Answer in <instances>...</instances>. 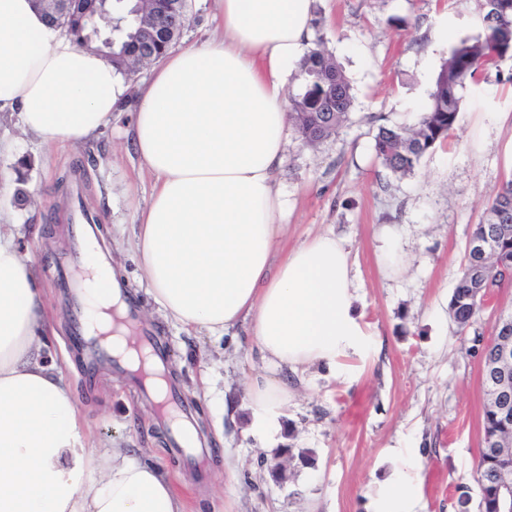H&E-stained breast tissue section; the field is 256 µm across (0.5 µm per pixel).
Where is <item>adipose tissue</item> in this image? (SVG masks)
Returning a JSON list of instances; mask_svg holds the SVG:
<instances>
[{"instance_id":"adipose-tissue-1","label":"adipose tissue","mask_w":512,"mask_h":512,"mask_svg":"<svg viewBox=\"0 0 512 512\" xmlns=\"http://www.w3.org/2000/svg\"><path fill=\"white\" fill-rule=\"evenodd\" d=\"M224 35L172 50L128 84L36 0H0V118L44 148L82 145L135 97L127 136L153 177L130 246L147 293L188 330L243 323L267 371L247 388L252 431L271 437L287 373L338 372L363 345L350 252L331 234L274 249L287 215L275 187L286 86L312 34L314 0H219ZM21 233H0V512H189L169 473L97 451L61 369Z\"/></svg>"}]
</instances>
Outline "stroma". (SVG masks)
Listing matches in <instances>:
<instances>
[{"instance_id": "obj_1", "label": "stroma", "mask_w": 512, "mask_h": 512, "mask_svg": "<svg viewBox=\"0 0 512 512\" xmlns=\"http://www.w3.org/2000/svg\"><path fill=\"white\" fill-rule=\"evenodd\" d=\"M189 2L183 48L217 26L216 0ZM315 11L353 105L349 121L317 149L288 135L276 177L288 227L276 254L323 233L345 240L366 346L345 360L351 378L315 369L291 379L294 395L273 439L253 435L246 408L248 383L263 370L246 326L222 336L190 333L146 293L126 244L152 187L125 135L134 100L95 141L49 152L16 121L0 122V134L16 143L9 165L20 168L25 195L0 205V218L27 232L25 252L57 330L45 356L63 369L91 432L168 469L195 512H373L380 491L396 481L409 484L414 512H457L459 487L477 486L484 446L480 344L492 336L499 308L512 307V288L496 292L465 329L448 303L486 200L512 177L505 156L512 60L461 90L455 130L400 179L376 158L375 119L416 120L451 46L481 34V0H316ZM81 210L133 286L141 325L169 349L167 369L209 449L201 464L175 457L137 380L111 363L91 368L75 358L76 307L59 273L76 248ZM389 229L400 245L401 270L392 275L376 257L377 237ZM276 447L295 452L282 480L264 464Z\"/></svg>"}]
</instances>
